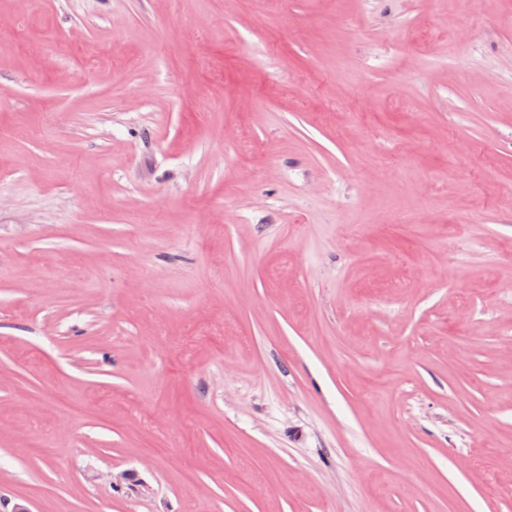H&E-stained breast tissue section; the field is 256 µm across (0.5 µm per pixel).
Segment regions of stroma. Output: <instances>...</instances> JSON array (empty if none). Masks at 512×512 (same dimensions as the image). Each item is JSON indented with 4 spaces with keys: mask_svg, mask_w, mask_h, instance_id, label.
Returning <instances> with one entry per match:
<instances>
[{
    "mask_svg": "<svg viewBox=\"0 0 512 512\" xmlns=\"http://www.w3.org/2000/svg\"><path fill=\"white\" fill-rule=\"evenodd\" d=\"M512 512V0H0V512Z\"/></svg>",
    "mask_w": 512,
    "mask_h": 512,
    "instance_id": "35a3bbf8",
    "label": "stroma"
}]
</instances>
